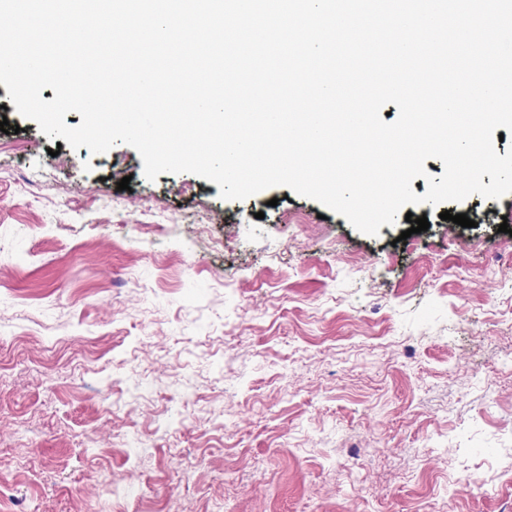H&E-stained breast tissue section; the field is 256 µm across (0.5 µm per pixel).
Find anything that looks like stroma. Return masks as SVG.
<instances>
[{
	"label": "stroma",
	"instance_id": "obj_1",
	"mask_svg": "<svg viewBox=\"0 0 512 512\" xmlns=\"http://www.w3.org/2000/svg\"><path fill=\"white\" fill-rule=\"evenodd\" d=\"M3 116L0 512H512V193L368 236Z\"/></svg>",
	"mask_w": 512,
	"mask_h": 512
}]
</instances>
